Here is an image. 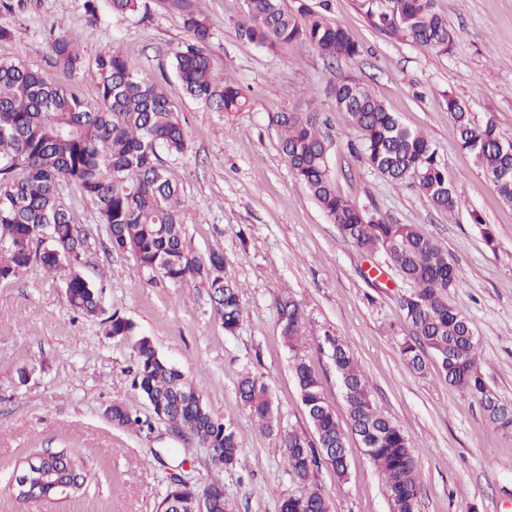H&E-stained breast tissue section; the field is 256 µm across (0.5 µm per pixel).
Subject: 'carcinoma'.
<instances>
[{"label": "carcinoma", "mask_w": 512, "mask_h": 512, "mask_svg": "<svg viewBox=\"0 0 512 512\" xmlns=\"http://www.w3.org/2000/svg\"><path fill=\"white\" fill-rule=\"evenodd\" d=\"M202 0H167L183 20L190 40L174 52L173 68L186 97L213 112H241L247 104L242 89L214 70L208 51L212 29L200 9ZM117 17L135 15L144 0H109ZM315 8L301 0L298 14L284 11L279 0H244L238 38L273 49L300 43L331 59L354 58L360 43L326 15L328 0ZM370 24L393 31L411 42L446 54L455 40L434 0H387L368 5ZM53 67L70 75L92 69L97 100L90 103L67 86L16 58L0 60V282L17 278L32 262L50 272L68 270L64 288L74 312L95 317L102 312L101 294L80 272L87 233L63 199L73 186L106 225L112 250H132L141 266L174 283L201 279L208 283L224 330L234 333L242 314L240 286L221 276L224 254L213 250L202 259L186 245L180 221L181 191L160 156L178 158L188 147V132L175 98L165 86L132 71L117 47L99 52L86 63L76 36L50 30ZM336 110L360 133L355 148L365 163L394 185L410 182L435 207L453 213L459 203L456 187L433 143L406 127L395 113L356 81H343L332 91ZM448 112L455 121L460 148L470 153L502 201L512 204V137L500 133L496 121L477 120L454 97ZM270 122L280 131L281 151L296 179L322 211L338 225L342 237L360 250L382 253L413 285L400 311L410 336L399 344L407 367L422 374L431 352L448 384L479 399L494 429L512 433V403L486 402L490 391L480 371L478 340L470 321L448 303L456 286L448 253L416 224H389L358 208L336 192L329 165L332 139L328 120L317 110L276 112ZM281 337L298 349L306 336L302 307L292 298L277 303ZM133 325L112 313L107 334L128 336ZM327 347L342 385L348 426L380 474L389 512H416L419 490L415 449L406 432L374 405L369 383L353 353L326 330ZM294 374L314 439L284 431L278 425L268 386L247 375L239 383L241 401L264 433L279 440L288 474L299 494L280 503L279 512H332L317 484L314 469L330 468L340 481L348 471L346 436L325 401L317 375L306 362H294ZM132 385L153 411L163 409L206 448L220 455L221 468L237 462L239 439L231 422L215 417L183 374L162 359L143 338L136 347ZM106 415L116 426L142 422L130 408L114 403ZM45 466L68 472L74 489L86 476L67 449L46 452ZM210 499V512H231L224 487L212 483L202 491L183 485L169 488L157 507L168 512L170 499Z\"/></svg>", "instance_id": "carcinoma-1"}]
</instances>
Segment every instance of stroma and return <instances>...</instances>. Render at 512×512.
<instances>
[{
	"mask_svg": "<svg viewBox=\"0 0 512 512\" xmlns=\"http://www.w3.org/2000/svg\"><path fill=\"white\" fill-rule=\"evenodd\" d=\"M84 2L22 0L14 13H0V25L13 32L0 41V58L24 59L95 100L90 75L71 77L53 67L45 32L54 26L77 34L86 60L114 45L134 70L173 82V53L188 33L163 0H145L146 12L126 18L114 17L108 0L89 16ZM202 7L214 65L244 89L248 105L212 112L178 96L188 148L167 166L182 190L188 248L202 258L223 251L224 276L242 286L239 326L225 332L205 282H169L144 270L132 251L111 250L97 213L77 192L67 193L87 232L81 271L101 286L103 311L94 318L75 313L65 300L64 273L37 263L0 283V512H156L174 472L199 489L221 481L233 512H279L297 487L283 448L241 402L240 379L261 376L280 427L312 435L293 371L295 356H302L339 424L347 422L327 352L313 338L297 355L281 341L276 302L284 292L302 306L308 328L331 330L348 344L377 409L409 435L418 459L417 512H512V436L493 429L479 401L449 385L437 368L421 376L404 365L398 344L409 330L398 301L410 283L382 254H365L342 239L296 180L269 121L272 113L310 107L327 113L337 192L387 222L420 225L447 250L457 279L448 301L472 323L487 385L512 402V205L459 148L447 107L456 98L477 119L493 117L512 134V0H435L455 34L444 55L371 27L364 0H330L329 19L364 47L361 56L339 61L306 45L267 51L240 41L235 27L243 0H203ZM343 80L366 85L405 126L433 142L459 192L455 214L437 209L412 185L394 186L351 153L359 133L330 96ZM475 213L481 223L472 222ZM115 313L132 323V335H108ZM143 337L215 416L233 422L239 436L233 468L217 470L207 448L171 431L134 389L135 346ZM115 402L144 427H115L105 415ZM347 446V481L325 467L315 474L333 512H389L377 470L355 437ZM59 448L83 461L92 477L86 493L18 503L10 484L19 461Z\"/></svg>",
	"mask_w": 512,
	"mask_h": 512,
	"instance_id": "obj_1",
	"label": "stroma"
}]
</instances>
